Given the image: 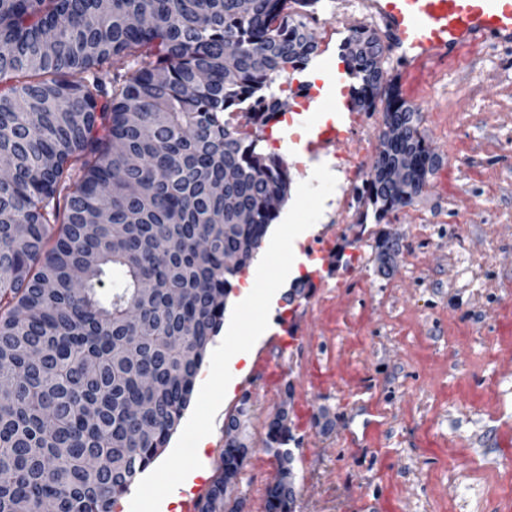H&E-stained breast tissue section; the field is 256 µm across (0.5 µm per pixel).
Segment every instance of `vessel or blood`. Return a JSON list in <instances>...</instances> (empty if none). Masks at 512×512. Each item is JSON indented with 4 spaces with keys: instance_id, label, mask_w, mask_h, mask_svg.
Instances as JSON below:
<instances>
[{
    "instance_id": "vessel-or-blood-1",
    "label": "vessel or blood",
    "mask_w": 512,
    "mask_h": 512,
    "mask_svg": "<svg viewBox=\"0 0 512 512\" xmlns=\"http://www.w3.org/2000/svg\"><path fill=\"white\" fill-rule=\"evenodd\" d=\"M368 7L382 22L407 81L429 63L459 61L486 41L512 42V0H369ZM342 143L329 122L307 149L319 153ZM308 335L306 323L288 318L267 336L264 348L282 350Z\"/></svg>"
}]
</instances>
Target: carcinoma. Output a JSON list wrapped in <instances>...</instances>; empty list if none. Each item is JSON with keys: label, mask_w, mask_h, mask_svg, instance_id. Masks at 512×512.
Segmentation results:
<instances>
[{"label": "carcinoma", "mask_w": 512, "mask_h": 512, "mask_svg": "<svg viewBox=\"0 0 512 512\" xmlns=\"http://www.w3.org/2000/svg\"><path fill=\"white\" fill-rule=\"evenodd\" d=\"M316 3L0 0V512H112L167 445L285 202L261 131L284 113L273 86L318 54ZM344 47L372 111L384 42L360 27ZM419 124L387 101L360 190L378 224L436 166ZM375 235L384 270L399 240ZM253 412L246 391L198 512H238ZM293 441L280 410L266 512H297Z\"/></svg>", "instance_id": "obj_1"}]
</instances>
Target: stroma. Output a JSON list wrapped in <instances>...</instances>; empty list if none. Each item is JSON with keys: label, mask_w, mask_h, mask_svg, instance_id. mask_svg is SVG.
Instances as JSON below:
<instances>
[{"label": "stroma", "mask_w": 512, "mask_h": 512, "mask_svg": "<svg viewBox=\"0 0 512 512\" xmlns=\"http://www.w3.org/2000/svg\"><path fill=\"white\" fill-rule=\"evenodd\" d=\"M316 14L319 54L291 74V86L336 66L352 29L382 27L364 0H319ZM384 68L399 98L420 95L419 131L440 159L426 187L382 223L366 218L357 188L379 152L384 102L356 113L344 147L314 156L288 130L302 105L282 92L288 118L265 127L266 148L283 154L292 178L320 166L338 178L313 185L331 209L300 245L299 277L282 275L288 249L269 253L265 277L281 298L276 311L254 306L247 316L270 326L289 309L311 320V336L288 348L266 382L249 370L229 393L195 385L160 454L167 469L155 492L144 498L132 487L112 512H155L160 489L192 462L200 425L210 438L207 471L180 492V512H189L218 473L224 425L245 391L254 413L238 486L244 512H265L277 463L263 439L282 408L298 439L299 512H376V503L377 512H500V501L512 500L502 453L512 446V44L490 42L458 63L431 66L411 89L397 80L395 52ZM382 227L400 240L385 272L373 251ZM327 235L335 254L325 258L315 245ZM371 411L382 428L370 446L361 423Z\"/></svg>", "instance_id": "1"}]
</instances>
